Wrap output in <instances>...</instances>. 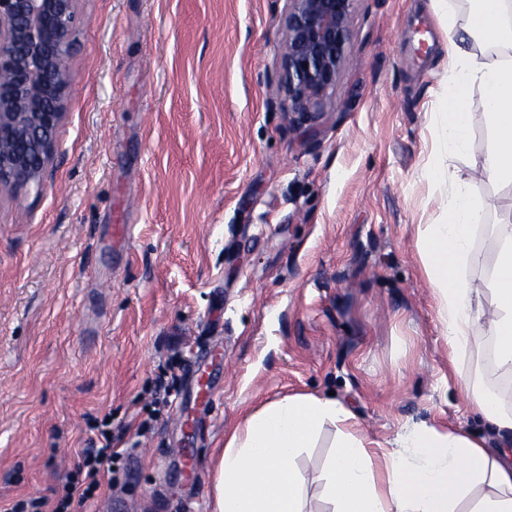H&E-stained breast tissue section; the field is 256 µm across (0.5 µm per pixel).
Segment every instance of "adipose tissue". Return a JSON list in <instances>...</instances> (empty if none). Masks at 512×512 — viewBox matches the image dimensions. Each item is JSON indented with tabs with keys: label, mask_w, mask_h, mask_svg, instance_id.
Wrapping results in <instances>:
<instances>
[{
	"label": "adipose tissue",
	"mask_w": 512,
	"mask_h": 512,
	"mask_svg": "<svg viewBox=\"0 0 512 512\" xmlns=\"http://www.w3.org/2000/svg\"><path fill=\"white\" fill-rule=\"evenodd\" d=\"M469 3L467 34L493 52L478 61L451 43L440 146L451 154L467 148L474 124L468 99L479 87L492 144L474 175L512 186V0ZM478 219L464 185H453L444 222L419 230V252L440 300L450 362L481 328L497 367L512 375V226L498 237L489 274L475 279L467 270L479 262L472 249ZM459 388L493 427L497 449L464 431L434 427L382 443L336 400L295 394L250 415L227 438L212 472L210 512H306L309 480L295 460L328 423L340 434L321 476L330 512H512V414L467 375H460Z\"/></svg>",
	"instance_id": "ef3b65f1"
}]
</instances>
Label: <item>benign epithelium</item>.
<instances>
[{
    "label": "benign epithelium",
    "instance_id": "7a95c632",
    "mask_svg": "<svg viewBox=\"0 0 512 512\" xmlns=\"http://www.w3.org/2000/svg\"><path fill=\"white\" fill-rule=\"evenodd\" d=\"M356 0H286L282 109L322 112L347 62ZM77 0H0V193L40 189L73 78Z\"/></svg>",
    "mask_w": 512,
    "mask_h": 512
}]
</instances>
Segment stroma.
I'll return each mask as SVG.
<instances>
[{"label":"stroma","instance_id":"1","mask_svg":"<svg viewBox=\"0 0 512 512\" xmlns=\"http://www.w3.org/2000/svg\"><path fill=\"white\" fill-rule=\"evenodd\" d=\"M357 0L348 62L322 114L281 112L285 0H78L73 87L41 190L0 196V501L50 495L104 416L126 455L69 512H210L212 458L249 411L334 396L373 439L410 426L492 438L458 390L466 373L512 411V376L477 335L453 367L417 248L452 179L496 256L512 189L472 179L491 145L439 150L449 31L468 0ZM134 203V232L112 237ZM224 355L211 409L182 413L190 358ZM174 389L150 418L157 376ZM147 432H139L143 420ZM198 472L172 455L185 433ZM325 426L298 465L327 512Z\"/></svg>","mask_w":512,"mask_h":512}]
</instances>
